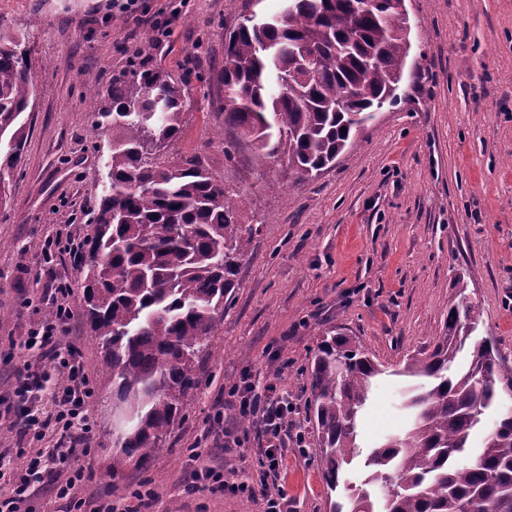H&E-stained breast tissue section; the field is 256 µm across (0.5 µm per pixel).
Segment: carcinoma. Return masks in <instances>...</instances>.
Returning a JSON list of instances; mask_svg holds the SVG:
<instances>
[{
	"mask_svg": "<svg viewBox=\"0 0 512 512\" xmlns=\"http://www.w3.org/2000/svg\"><path fill=\"white\" fill-rule=\"evenodd\" d=\"M262 22L245 17L225 33L224 156L247 147L257 164L285 158L300 180L331 166L366 115L399 100L411 50L404 0H282ZM22 41L0 33V194L27 141L23 113L34 76ZM316 51L307 77L301 48ZM288 77V88L280 78ZM184 79L131 59L97 108L111 136L108 185L92 217L79 269L84 314L112 388V483L145 469L167 443L185 398L200 386L224 301L256 228L240 222L245 197L230 193L201 155L169 156L182 134ZM346 132H341V128ZM478 319L466 299L448 308L431 353L406 359V428L363 454L358 423L381 365L353 338L325 333L311 362L310 422L327 490L366 456L372 469L331 512H512V411L483 446H470L501 391H512L489 339L468 342Z\"/></svg>",
	"mask_w": 512,
	"mask_h": 512,
	"instance_id": "cac0c4a2",
	"label": "carcinoma"
}]
</instances>
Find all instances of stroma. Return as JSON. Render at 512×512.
<instances>
[{"instance_id":"35a3bbf8","label":"stroma","mask_w":512,"mask_h":512,"mask_svg":"<svg viewBox=\"0 0 512 512\" xmlns=\"http://www.w3.org/2000/svg\"><path fill=\"white\" fill-rule=\"evenodd\" d=\"M171 37L154 41L148 23L113 11L112 0H0V30L23 34L35 77L27 143L0 203V450H34L23 433L28 402L15 394L24 341L39 328L56 283H76L68 236L82 240L107 181L108 136L94 130L93 91H106L129 57L153 40L146 67L187 79L180 138L172 154H204L226 187L243 193L241 215L256 225L224 319L203 358L166 450L121 486L108 473L112 402L80 292L67 322L97 397L88 487L119 508L142 486L154 512H262L259 497L195 491L196 464L227 482L255 485L261 437L244 422L230 390L251 381L277 386L299 405L304 448L284 450L288 512H329L309 421L310 366L323 331L355 336L386 371L360 422L371 448L404 427L396 372L432 348L448 308L467 298L480 313L477 336L491 339L512 367V0H405L412 49L400 100L357 132L351 148L319 177L289 179L282 163L260 168L248 149L226 159L213 132L223 125L224 32L243 17L276 13L281 0H174ZM200 58L198 71L185 60ZM464 287H456V277ZM223 411L222 428L212 425Z\"/></svg>"}]
</instances>
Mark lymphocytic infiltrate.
Segmentation results:
<instances>
[{"label": "lymphocytic infiltrate", "mask_w": 512, "mask_h": 512, "mask_svg": "<svg viewBox=\"0 0 512 512\" xmlns=\"http://www.w3.org/2000/svg\"><path fill=\"white\" fill-rule=\"evenodd\" d=\"M72 294L70 284L55 287L48 298L51 315L41 324V345L47 346L59 367L67 371L61 391L52 399H43L41 391L49 374L40 362L24 360L19 370L22 378L19 393L31 403L27 425L40 433L51 434L55 440L53 450L30 458L24 474L14 484L12 496L0 500V512H22L23 506L42 489L62 500L66 512H117L110 495L83 498L78 494L80 486L91 479L87 460L95 424L88 404L94 390L79 352L60 335V323L73 316ZM239 410L243 416L258 422L261 436L267 442L265 468L272 475H279L285 442L298 447L304 442L302 431L291 422L297 413L295 404L275 386H266L258 393L248 385L240 396Z\"/></svg>", "instance_id": "f902f5d3"}]
</instances>
